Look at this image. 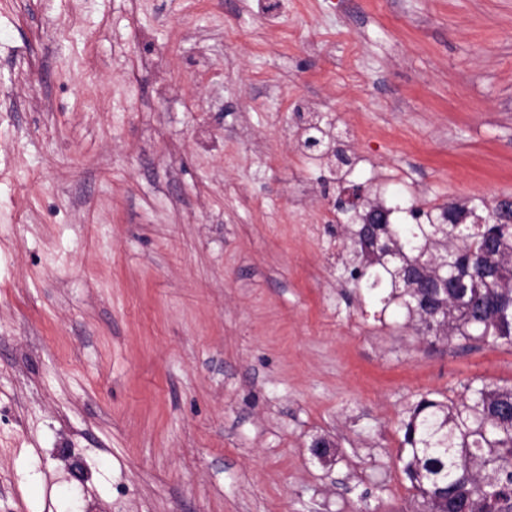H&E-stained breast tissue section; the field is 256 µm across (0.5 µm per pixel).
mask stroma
Instances as JSON below:
<instances>
[{
	"mask_svg": "<svg viewBox=\"0 0 512 512\" xmlns=\"http://www.w3.org/2000/svg\"><path fill=\"white\" fill-rule=\"evenodd\" d=\"M354 184L512 197V0H0V512H413L405 410L512 347L353 286Z\"/></svg>",
	"mask_w": 512,
	"mask_h": 512,
	"instance_id": "35a3bbf8",
	"label": "stroma"
}]
</instances>
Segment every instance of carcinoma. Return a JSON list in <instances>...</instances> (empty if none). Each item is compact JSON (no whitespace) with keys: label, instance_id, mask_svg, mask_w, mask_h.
I'll return each instance as SVG.
<instances>
[{"label":"carcinoma","instance_id":"1","mask_svg":"<svg viewBox=\"0 0 512 512\" xmlns=\"http://www.w3.org/2000/svg\"><path fill=\"white\" fill-rule=\"evenodd\" d=\"M452 209L434 217L412 208L415 224L355 225L346 244L350 278L421 336L512 346V213L486 224L443 223ZM421 260L431 273H448L453 287L445 293L432 277L413 275ZM400 431L416 512H512V386L473 380L450 404L423 396Z\"/></svg>","mask_w":512,"mask_h":512}]
</instances>
